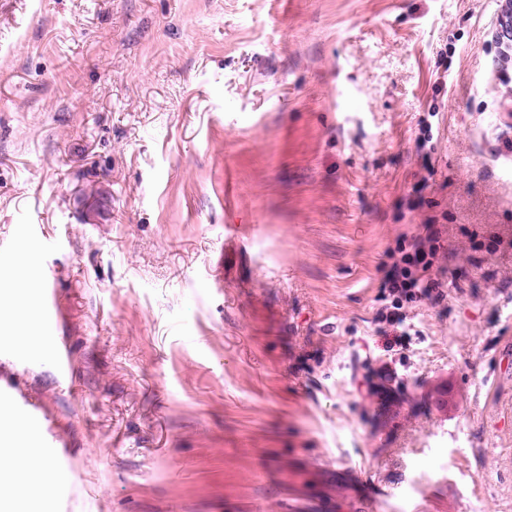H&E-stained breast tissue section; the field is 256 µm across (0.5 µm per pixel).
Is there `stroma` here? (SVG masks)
Listing matches in <instances>:
<instances>
[{
	"label": "stroma",
	"mask_w": 512,
	"mask_h": 512,
	"mask_svg": "<svg viewBox=\"0 0 512 512\" xmlns=\"http://www.w3.org/2000/svg\"><path fill=\"white\" fill-rule=\"evenodd\" d=\"M505 7L0 0V280L28 248L62 268L73 358L64 381L0 352V382L68 448L55 499L512 512ZM426 127L445 297L388 351L380 264L423 218ZM432 151H434V147L430 145L428 151L421 153V169L424 170L427 175L417 176V180L412 185V191L407 202L411 210L426 208L433 211V209L438 206V202L425 196V191L430 186L429 180L435 173Z\"/></svg>",
	"instance_id": "stroma-1"
}]
</instances>
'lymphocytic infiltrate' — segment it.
Returning <instances> with one entry per match:
<instances>
[{
  "mask_svg": "<svg viewBox=\"0 0 512 512\" xmlns=\"http://www.w3.org/2000/svg\"><path fill=\"white\" fill-rule=\"evenodd\" d=\"M418 145L423 149V173L412 185L408 206L413 210H425L426 216L412 236L396 240L394 247L386 250L381 266V288L388 292L391 308L379 313L378 333L389 350L405 344L404 305L437 301L443 296L444 282L439 270L440 261L446 257L448 249L444 244L440 217L434 212L436 202L425 195L429 178L435 173V165L431 152L426 149V139H419Z\"/></svg>",
  "mask_w": 512,
  "mask_h": 512,
  "instance_id": "lymphocytic-infiltrate-1",
  "label": "lymphocytic infiltrate"
}]
</instances>
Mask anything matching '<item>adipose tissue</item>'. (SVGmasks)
Instances as JSON below:
<instances>
[{
    "label": "adipose tissue",
    "instance_id": "adipose-tissue-1",
    "mask_svg": "<svg viewBox=\"0 0 512 512\" xmlns=\"http://www.w3.org/2000/svg\"><path fill=\"white\" fill-rule=\"evenodd\" d=\"M33 261V250L22 251L12 262L15 279L0 283V342L37 361L41 355L36 333L45 322L37 293L27 289L23 279ZM21 456L27 464L19 469L15 484L0 485V512H52L47 491L68 482L69 474L55 465L52 453L33 446L31 435L12 427L8 409L0 403V469L13 466Z\"/></svg>",
    "mask_w": 512,
    "mask_h": 512
}]
</instances>
